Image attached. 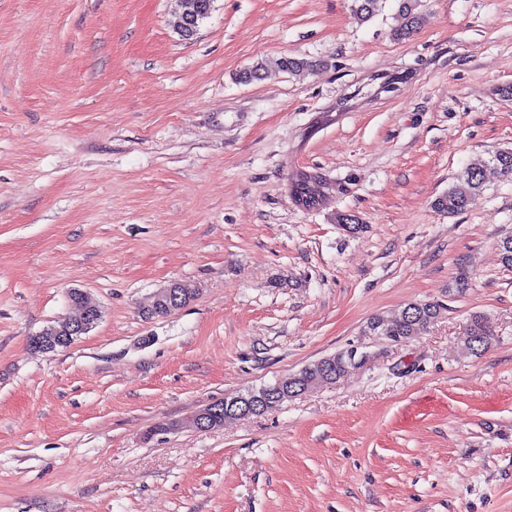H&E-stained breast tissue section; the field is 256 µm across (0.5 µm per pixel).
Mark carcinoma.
<instances>
[{
    "label": "carcinoma",
    "instance_id": "1",
    "mask_svg": "<svg viewBox=\"0 0 512 512\" xmlns=\"http://www.w3.org/2000/svg\"><path fill=\"white\" fill-rule=\"evenodd\" d=\"M380 0H353V12L357 19L367 21L378 9ZM420 0H399V12L404 17V26L395 32L398 39H404L424 23V15L419 9ZM493 166L501 175L512 178V150H499L487 162L469 165L463 172L464 186L448 190L435 200L434 207L450 215L467 208L472 197L484 188L485 169ZM445 306L437 302L412 303L390 319H375L370 322L369 332L384 336L392 342H404L430 324L437 321ZM493 333L479 315L471 317L465 327L463 348L471 354H480L489 349ZM362 357L352 358L351 352L342 351L334 356L323 358L289 377L290 383L279 380L259 389L248 391L243 397L256 404L255 415H263L279 407L292 393L304 392L311 388L331 383L346 376L350 370L359 367Z\"/></svg>",
    "mask_w": 512,
    "mask_h": 512
}]
</instances>
